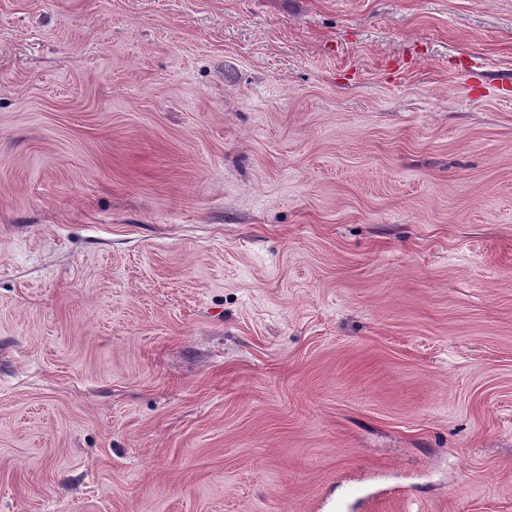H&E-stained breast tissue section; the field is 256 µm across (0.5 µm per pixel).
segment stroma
Listing matches in <instances>:
<instances>
[{"label":"stroma","instance_id":"obj_1","mask_svg":"<svg viewBox=\"0 0 512 512\" xmlns=\"http://www.w3.org/2000/svg\"><path fill=\"white\" fill-rule=\"evenodd\" d=\"M512 512V0H0V512Z\"/></svg>","mask_w":512,"mask_h":512}]
</instances>
